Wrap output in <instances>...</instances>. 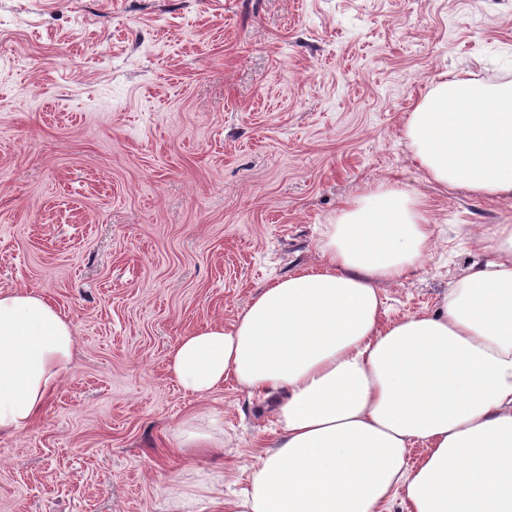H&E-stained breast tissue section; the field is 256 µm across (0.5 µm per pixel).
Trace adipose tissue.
<instances>
[{"label": "adipose tissue", "instance_id": "adipose-tissue-1", "mask_svg": "<svg viewBox=\"0 0 512 512\" xmlns=\"http://www.w3.org/2000/svg\"><path fill=\"white\" fill-rule=\"evenodd\" d=\"M429 181L512 197V83L448 72L404 128ZM425 198L385 187L347 202L315 264L275 279L231 327L181 337L169 369L205 396L235 381L269 399L281 431L245 494L198 464L167 489L173 512H512V224L477 234L488 253L440 310L383 322L381 284H403L431 248ZM74 325L40 294L0 290V436L40 414L70 370ZM200 460L224 452L216 419L174 431ZM424 452L409 464L414 445Z\"/></svg>", "mask_w": 512, "mask_h": 512}]
</instances>
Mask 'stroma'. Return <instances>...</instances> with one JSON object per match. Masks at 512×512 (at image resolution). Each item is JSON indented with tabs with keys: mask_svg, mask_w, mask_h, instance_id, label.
Here are the masks:
<instances>
[{
	"mask_svg": "<svg viewBox=\"0 0 512 512\" xmlns=\"http://www.w3.org/2000/svg\"><path fill=\"white\" fill-rule=\"evenodd\" d=\"M451 71L512 82V0H0V289L76 330L40 417L0 438V512H167L200 412L224 420L209 467L247 487L268 401L184 391L171 351L316 262L378 184L424 195L435 242L385 317L438 309L487 259L475 229L512 223V197L427 181L403 137Z\"/></svg>",
	"mask_w": 512,
	"mask_h": 512,
	"instance_id": "stroma-1",
	"label": "stroma"
}]
</instances>
